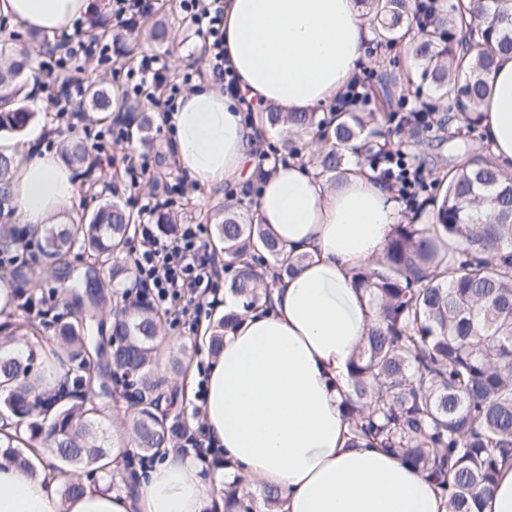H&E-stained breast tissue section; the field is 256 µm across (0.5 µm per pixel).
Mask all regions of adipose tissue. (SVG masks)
<instances>
[{
  "label": "adipose tissue",
  "mask_w": 512,
  "mask_h": 512,
  "mask_svg": "<svg viewBox=\"0 0 512 512\" xmlns=\"http://www.w3.org/2000/svg\"><path fill=\"white\" fill-rule=\"evenodd\" d=\"M91 0H0V17L46 33L71 29ZM361 0H224V54L235 96L204 86L165 113L175 161L202 185L245 181L257 140L246 103L299 112L343 91L365 59L374 32ZM483 108L486 139L512 171V55L498 58ZM14 156L9 198L19 223L64 224L76 196L73 165L53 154ZM254 220L303 261L269 271L274 286L251 310L227 296L239 321L208 368L204 414L213 449L237 473L280 490L278 512H445L427 475L381 448L348 447L341 410L349 363L372 315L351 283L373 263L401 221L394 194L353 171L329 185L298 162L264 167ZM224 500L199 461L172 453L145 466L134 493L107 483L63 499L56 482L0 464V512H223Z\"/></svg>",
  "instance_id": "adipose-tissue-1"
}]
</instances>
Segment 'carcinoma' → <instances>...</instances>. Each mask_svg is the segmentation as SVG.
Listing matches in <instances>:
<instances>
[{"label": "carcinoma", "mask_w": 512, "mask_h": 512, "mask_svg": "<svg viewBox=\"0 0 512 512\" xmlns=\"http://www.w3.org/2000/svg\"><path fill=\"white\" fill-rule=\"evenodd\" d=\"M366 2L378 42H401L415 0ZM504 2L451 0L448 10L436 9L427 29L414 32L408 45L414 66L446 109L478 112L490 96L496 56L512 53V13L502 9ZM22 75L16 61L0 66V130L20 133L35 117L19 104ZM390 86L387 71L371 72L367 97L386 122L392 118ZM89 106L95 112L132 111L105 90L93 92ZM367 117L338 104L327 119L266 108L252 120L293 135L318 133L315 167L334 180L345 171L351 143L364 147L380 135ZM152 124L151 113H139L136 129L144 147L152 143ZM65 155L79 166H94L80 142L68 145ZM13 166L14 158L0 153V219L11 216L4 204ZM440 185L429 200L435 223L396 225L382 255L353 275L375 318L350 365L342 409L349 446L365 443L396 454L433 479L447 512H472L491 492L499 470L512 467V174L492 158H478ZM134 223L132 210L108 199L89 222L59 231L45 227L39 234L1 223L0 251L9 252L29 234L39 238L43 256L59 265L78 248L120 288L133 274L123 253ZM216 234L233 271L230 291L245 309L269 295L267 269L288 273L303 260L285 254L261 225L231 208L220 213ZM101 288L100 277L87 272L62 286L90 308L99 306ZM237 320L234 313L217 320L212 352ZM160 326L158 311L141 297L112 312V371L131 379L126 424L136 450L152 455L174 447L185 434L182 424L168 422L160 410L166 382L157 375L154 342ZM37 329L31 321L0 324V460L33 471L39 449L31 443L39 442L54 456L43 468L44 478L65 477L62 492L68 498L84 489L75 472L108 474L112 446L96 399L109 390L98 380L90 386L84 370L93 343L85 317L56 321L58 347L42 355L63 368L71 386L64 396L49 387L52 376L34 370L37 354L23 359L7 352V345ZM242 482L236 475L224 483V512H256Z\"/></svg>", "instance_id": "carcinoma-1"}]
</instances>
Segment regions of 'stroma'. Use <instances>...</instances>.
<instances>
[{
    "instance_id": "1",
    "label": "stroma",
    "mask_w": 512,
    "mask_h": 512,
    "mask_svg": "<svg viewBox=\"0 0 512 512\" xmlns=\"http://www.w3.org/2000/svg\"><path fill=\"white\" fill-rule=\"evenodd\" d=\"M94 4L100 10V28L112 37V61L102 66L84 64L81 73L84 84L96 83L116 95H123L127 88L128 70L145 54L159 55L167 75L175 80H188L193 87L211 82L212 77L203 60V40L196 35L194 27L181 11L179 0H158L149 14L148 23H135L120 39L115 36L117 26L112 18V0H94ZM155 21L166 25L169 31L167 38L158 40L153 37L151 24ZM367 49L366 59L359 69L360 74H367L376 62L395 60L392 72L396 82L391 92L396 97L407 94L406 74L411 64L407 48L400 44L388 49L379 48L371 42ZM414 102L434 106L432 124L427 127L415 125L410 132H402L403 117L409 112L410 106H395L396 129L387 135L385 144L407 153L430 173L432 180L448 175L465 162L467 155L486 154L487 141L482 129L467 130L463 116L439 107L436 95L429 89H421ZM23 103L35 114L31 127L39 131L40 145L56 154H63L69 142L80 141L89 146L107 133V124L97 122L88 111H52L44 94L25 90ZM141 104L156 118L151 131L153 147L147 149L139 146L135 149L136 155L148 156L151 161L150 182L138 188L131 187L122 162L123 149L102 151L92 175L81 176L77 184L72 223L90 217L109 198L119 199L133 209H140L145 196L161 192L165 185L180 180L185 190L177 196L171 207L172 212L179 214L181 223L206 225L208 243L211 247H218L214 213L224 203L232 202L241 215L252 217L253 197L237 194L234 189L224 185L203 186L184 180L173 152L166 146L169 132L159 119L160 108L147 98L142 99ZM10 256V263L0 268V274L10 277L13 284H24L25 292L21 298L16 299L11 310L0 311V322H21L27 319L41 322V338L50 340L54 334L53 319H71L77 309L66 299L52 272L43 270L35 242L21 241L12 247ZM157 353L162 362L177 358L187 364L185 378L176 383L177 402L169 407L168 412L171 417L185 422L190 432H197L204 423L203 401L198 395V383L207 357L204 345L198 340L197 331L189 330L183 324L175 326L163 322Z\"/></svg>"
}]
</instances>
